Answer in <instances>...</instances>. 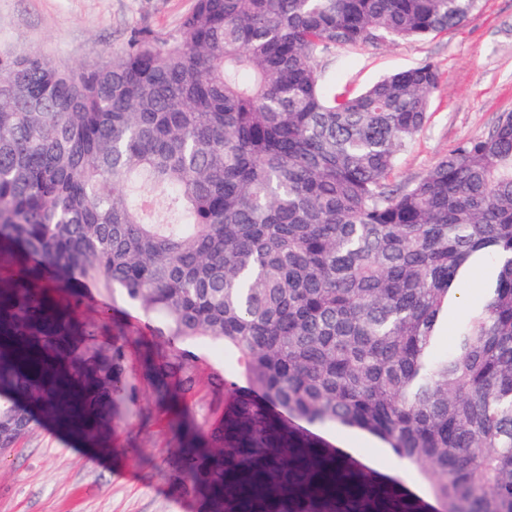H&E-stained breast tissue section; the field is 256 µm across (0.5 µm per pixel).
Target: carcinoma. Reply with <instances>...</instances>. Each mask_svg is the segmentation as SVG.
<instances>
[{
	"mask_svg": "<svg viewBox=\"0 0 512 512\" xmlns=\"http://www.w3.org/2000/svg\"><path fill=\"white\" fill-rule=\"evenodd\" d=\"M480 2L195 0L103 64L0 57V448L47 419L111 450L125 354L76 319L79 280L157 320L160 400L194 388L198 340L234 361L223 413L171 461L203 512H427L314 433L336 425L384 441L441 512H512V113L400 187L437 66L329 97L317 70ZM482 273L470 279V276L464 280L461 285V300L452 314L448 317V321L445 323L444 328L441 332L440 347L442 349H448L451 347L456 338V328L459 322L466 319L471 311V308L477 303L481 302L484 298L483 285L488 277H486V271L490 272L488 267H481Z\"/></svg>",
	"mask_w": 512,
	"mask_h": 512,
	"instance_id": "obj_1",
	"label": "carcinoma"
}]
</instances>
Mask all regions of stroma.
I'll return each instance as SVG.
<instances>
[{
  "label": "stroma",
  "mask_w": 512,
  "mask_h": 512,
  "mask_svg": "<svg viewBox=\"0 0 512 512\" xmlns=\"http://www.w3.org/2000/svg\"><path fill=\"white\" fill-rule=\"evenodd\" d=\"M194 0H0V56L38 52L65 66L93 65L123 49L133 30L176 32ZM431 62L441 82L428 119L399 157L393 182L422 177L457 142L484 135L499 116L512 113V0H482L460 26L436 35L377 46H345L318 60L324 93L361 90L390 73ZM485 274L465 279L461 300L441 332L451 347L459 322L484 298ZM80 318L104 327L102 348H123L124 399L108 453L44 420L14 449L0 453V512H200L199 502L175 484L170 461L177 448L173 416L158 406L143 376L141 350L156 341L155 323L117 293L93 289ZM196 383L181 408L184 419L205 429L224 410L212 380L224 373L220 346L200 340ZM324 439L380 475L400 481L413 495L426 487L394 465L380 439L331 428Z\"/></svg>",
  "instance_id": "1"
}]
</instances>
